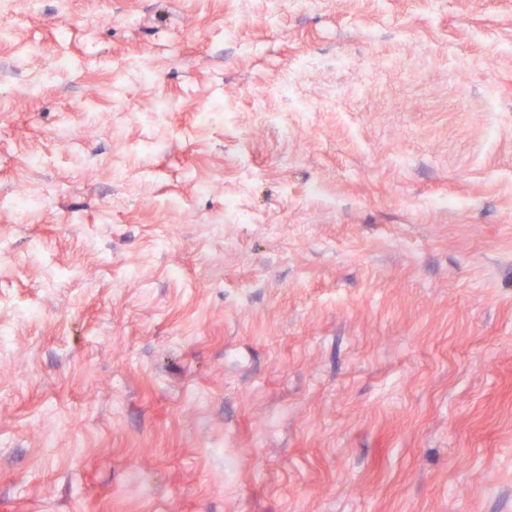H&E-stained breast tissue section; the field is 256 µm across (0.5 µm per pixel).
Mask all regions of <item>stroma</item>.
<instances>
[{"instance_id": "obj_1", "label": "stroma", "mask_w": 512, "mask_h": 512, "mask_svg": "<svg viewBox=\"0 0 512 512\" xmlns=\"http://www.w3.org/2000/svg\"><path fill=\"white\" fill-rule=\"evenodd\" d=\"M72 12L0 19V512H512V0Z\"/></svg>"}]
</instances>
